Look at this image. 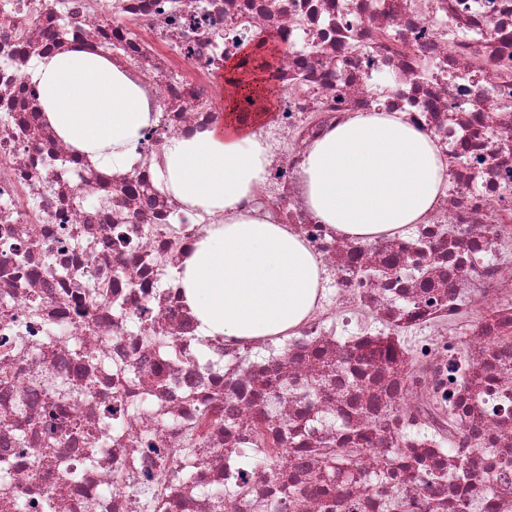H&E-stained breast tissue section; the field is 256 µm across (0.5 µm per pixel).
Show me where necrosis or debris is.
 Returning <instances> with one entry per match:
<instances>
[{"mask_svg": "<svg viewBox=\"0 0 512 512\" xmlns=\"http://www.w3.org/2000/svg\"><path fill=\"white\" fill-rule=\"evenodd\" d=\"M259 32L284 47L272 163L243 207L319 260L279 340L209 336L183 260L221 213L157 177L167 140L221 121L217 82ZM143 90L125 168L82 159L37 104L73 47ZM356 112H402L448 156L422 223L355 241L318 223L300 167ZM378 429L367 483L319 451ZM283 432L268 466L257 428ZM489 449V498L388 480ZM512 512V0H0V512Z\"/></svg>", "mask_w": 512, "mask_h": 512, "instance_id": "4bbe7bcc", "label": "necrosis or debris"}]
</instances>
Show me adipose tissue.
<instances>
[{
	"mask_svg": "<svg viewBox=\"0 0 512 512\" xmlns=\"http://www.w3.org/2000/svg\"><path fill=\"white\" fill-rule=\"evenodd\" d=\"M254 49L224 64L221 122L164 146L167 189L182 203L223 213L184 262L186 303L210 336H286L310 315L322 268L287 225L242 211L270 164L257 126L272 123L266 73ZM39 103L56 135L93 164L130 160L151 121L142 89L102 57L74 48L41 62ZM253 109L240 111L244 94ZM448 161L434 139L400 112H359L308 149L300 167L306 204L319 223L372 240L421 223L435 208Z\"/></svg>",
	"mask_w": 512,
	"mask_h": 512,
	"instance_id": "ef3b65f1",
	"label": "adipose tissue"
}]
</instances>
